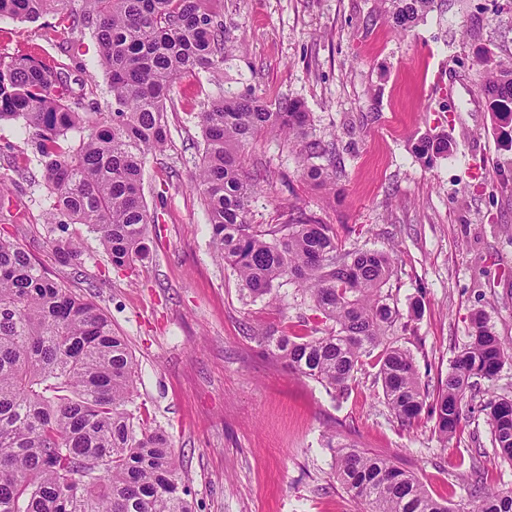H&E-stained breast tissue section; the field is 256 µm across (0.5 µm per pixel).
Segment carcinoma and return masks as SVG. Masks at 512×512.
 Masks as SVG:
<instances>
[{"label":"carcinoma","instance_id":"cac0c4a2","mask_svg":"<svg viewBox=\"0 0 512 512\" xmlns=\"http://www.w3.org/2000/svg\"><path fill=\"white\" fill-rule=\"evenodd\" d=\"M452 0H389L396 29L407 31ZM68 0H0V18L36 20L55 12L65 30H89L111 93L100 111L94 90L74 93L65 66L27 56L0 58V122L22 121L42 166L50 200L55 261L83 273L80 244L67 225L94 232L115 268L149 255L155 223L143 195L149 157L168 143L167 102L175 80L224 62V0H82L77 22ZM487 111L512 119V63L481 62ZM204 151L196 175L216 256L248 297L283 302L292 284L332 322L308 336L269 330L258 344L288 370L339 395L362 359L376 356L386 404L403 426L425 408L433 433L448 443L461 431L463 403L479 381L512 358L472 316L470 341L454 356L435 394L422 388L413 356L390 340L398 313L383 288L395 265L384 250L346 251L336 227L290 206L281 224L250 223L253 204L271 194L270 172L244 165L259 137L284 135L316 182L336 179V142L309 136L299 100L275 105L251 92L226 91L198 113ZM426 165L447 157L446 135L414 146ZM319 163H314V160ZM137 364L124 337L87 297L51 280L18 243L0 236V512H196L188 480L159 429L136 424L128 409ZM493 450L512 464V399L485 404ZM336 476L363 512H455L393 460L336 449ZM475 512H512V490L483 493Z\"/></svg>","mask_w":512,"mask_h":512}]
</instances>
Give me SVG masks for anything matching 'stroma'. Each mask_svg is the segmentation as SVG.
Listing matches in <instances>:
<instances>
[{"instance_id":"1","label":"stroma","mask_w":512,"mask_h":512,"mask_svg":"<svg viewBox=\"0 0 512 512\" xmlns=\"http://www.w3.org/2000/svg\"><path fill=\"white\" fill-rule=\"evenodd\" d=\"M58 22L53 13L0 18V56L57 60L73 88L92 78L99 101L109 100L95 38L63 33ZM224 29L232 53L218 69L177 80L168 146L146 165L144 198L158 221L147 227L144 264L116 269L82 224L68 231L83 248L84 277L55 262L42 168L18 123L0 124V175L11 180L0 230L124 336L139 373L131 408L168 435L197 512H360L334 473L331 439L396 459L433 497L473 512L474 469L512 489V465L495 456L480 410L488 398L512 397V361L468 395L462 431L446 444L428 415L397 422L372 361L341 399L289 372L256 338L316 324L314 312L290 285L283 306L242 296L213 252L191 182L208 98L250 88L270 102L301 101L311 136L336 141V184H313L287 145L258 139L246 158L267 167L273 188L252 223H282L293 204L335 225L345 249L392 251L384 292L401 315L393 336L428 390L468 343L473 313L512 347V144L483 105L477 66L484 55L512 61V0H454L405 33L393 29L386 0H224ZM441 132L453 153L423 165L415 142Z\"/></svg>"}]
</instances>
